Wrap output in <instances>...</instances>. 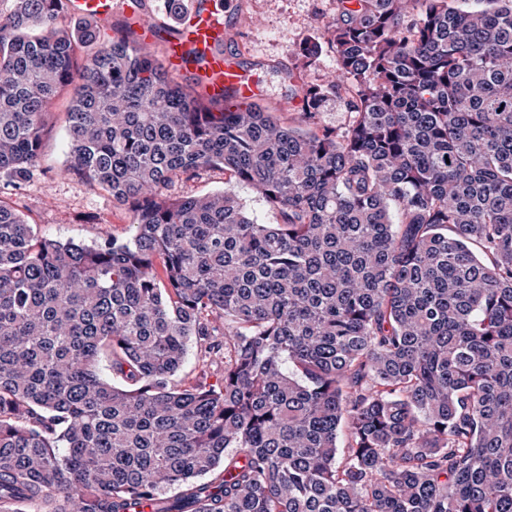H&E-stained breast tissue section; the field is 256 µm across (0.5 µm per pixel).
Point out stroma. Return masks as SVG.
<instances>
[{
    "mask_svg": "<svg viewBox=\"0 0 512 512\" xmlns=\"http://www.w3.org/2000/svg\"><path fill=\"white\" fill-rule=\"evenodd\" d=\"M223 15L229 29L224 54L239 64L245 80L258 84L259 104L289 126L339 132L348 127L350 92L336 84V56L327 42V30L338 17L337 0H231ZM309 41L318 42L321 50L312 65L302 68L298 51ZM289 71L294 74L290 81L285 78ZM302 85L330 87L320 112H301L291 92ZM65 110L62 101L50 108L37 167L21 178L0 172V201L14 206L37 233L51 239L92 244L112 236L131 237L128 206L65 172Z\"/></svg>",
    "mask_w": 512,
    "mask_h": 512,
    "instance_id": "1",
    "label": "stroma"
}]
</instances>
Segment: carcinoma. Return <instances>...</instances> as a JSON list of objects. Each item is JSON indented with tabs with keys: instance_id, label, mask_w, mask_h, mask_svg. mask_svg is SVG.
Returning a JSON list of instances; mask_svg holds the SVG:
<instances>
[{
	"instance_id": "obj_1",
	"label": "carcinoma",
	"mask_w": 512,
	"mask_h": 512,
	"mask_svg": "<svg viewBox=\"0 0 512 512\" xmlns=\"http://www.w3.org/2000/svg\"><path fill=\"white\" fill-rule=\"evenodd\" d=\"M59 2L0 13V171L65 96V171L134 234L61 242L0 201V512H512V0H339L340 133ZM192 347L224 381L175 383ZM224 171L216 168L202 172L194 179L167 187L163 193L168 196H198L224 188ZM236 194L244 206V210L251 216L257 217L260 221L267 224H275L276 215L270 211L265 203L246 186L235 188Z\"/></svg>"
}]
</instances>
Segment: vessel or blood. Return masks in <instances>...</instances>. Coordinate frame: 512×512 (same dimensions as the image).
<instances>
[{
  "label": "vessel or blood",
  "instance_id": "1",
  "mask_svg": "<svg viewBox=\"0 0 512 512\" xmlns=\"http://www.w3.org/2000/svg\"><path fill=\"white\" fill-rule=\"evenodd\" d=\"M112 0H63L65 11L74 15L107 16ZM136 26L143 47L162 46L161 65L171 74H179L188 53L203 56L202 74L208 80L211 92H221L222 88L233 87L239 99L255 97L257 85L245 81L238 65L217 50L223 44L225 28L220 8L200 7L198 0H191L183 12L178 27L171 38H161V27L145 12L139 13Z\"/></svg>",
  "mask_w": 512,
  "mask_h": 512
}]
</instances>
